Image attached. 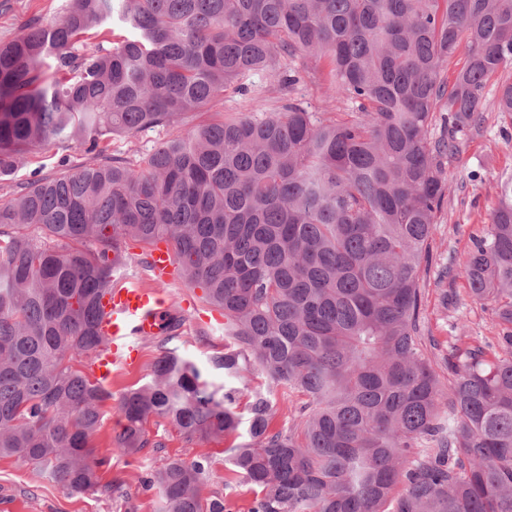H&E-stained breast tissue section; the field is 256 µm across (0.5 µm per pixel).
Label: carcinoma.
<instances>
[{
  "label": "carcinoma",
  "instance_id": "cac0c4a2",
  "mask_svg": "<svg viewBox=\"0 0 512 512\" xmlns=\"http://www.w3.org/2000/svg\"><path fill=\"white\" fill-rule=\"evenodd\" d=\"M297 58L326 61L359 115L288 104L108 155L229 88L251 92L258 74L286 84ZM511 66L512 0H66L55 23L30 22L0 46V179L56 141L93 161L0 203V458L71 494L119 489L91 446L112 394L76 362L107 345L99 300L128 241H165L181 281L224 311V352L201 367L166 347L181 326L168 314L113 447H165L152 418L188 441L242 430L224 487H258L250 512H512V182L462 268L502 335L448 337L446 387L424 354L419 288L444 160ZM440 109L448 137L432 141ZM498 109L512 113L511 81ZM278 388L304 397L286 429L272 425ZM211 464L173 459L144 485L162 512H224L202 496Z\"/></svg>",
  "mask_w": 512,
  "mask_h": 512
}]
</instances>
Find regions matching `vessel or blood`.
I'll list each match as a JSON object with an SVG mask.
<instances>
[{"mask_svg":"<svg viewBox=\"0 0 512 512\" xmlns=\"http://www.w3.org/2000/svg\"><path fill=\"white\" fill-rule=\"evenodd\" d=\"M147 261L156 279L175 280L176 263L167 243L154 245ZM166 312L164 298L137 282L120 284L105 291L99 300V328L109 344L107 350L91 363L94 376L106 382L112 378L113 367L138 366L140 341L160 334Z\"/></svg>","mask_w":512,"mask_h":512,"instance_id":"obj_1","label":"vessel or blood"}]
</instances>
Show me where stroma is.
<instances>
[{
  "instance_id": "obj_1",
  "label": "stroma",
  "mask_w": 512,
  "mask_h": 512,
  "mask_svg": "<svg viewBox=\"0 0 512 512\" xmlns=\"http://www.w3.org/2000/svg\"><path fill=\"white\" fill-rule=\"evenodd\" d=\"M65 0H0V45L18 37L32 19L49 23L62 17ZM293 84L282 88L272 79L259 76L257 92L243 96L226 91L214 106L217 112H269L284 101L299 104L306 111L326 118L346 117L356 109L347 98L336 95L326 79L325 62L295 60L291 65ZM512 78V68L499 71L484 90L483 121L466 130L461 153L448 158L447 189L434 226L430 257L422 266L421 324L424 335L433 337L437 347L431 354L432 367L440 380L447 382L444 359L448 339L465 337L473 345L495 343L501 327L493 307L476 301L460 269L473 248L474 238L487 233L490 213L496 207L501 188L512 179V114L498 111L497 89ZM91 157L71 143H51L26 155L11 179L0 180V201L9 200L15 185L40 176L90 163ZM147 287L158 288L170 309L182 319L176 345L180 352L198 364L224 349V327L211 321L209 305L201 289L184 284H159L151 273H139ZM138 367L119 370L108 389L112 394L103 407L100 431L94 437L99 455L109 456L111 464L103 468L102 477L120 485L118 492L105 497L97 494H71L42 480L31 467L10 457L0 458V512H161L162 497L158 489H146L141 479L165 465L168 459L192 460L201 454L211 455L212 469L208 492L220 493L226 512H249L258 493L256 486L240 480L224 484V451L235 445V438L218 441L187 442L166 421L150 420L151 438L163 440V449L145 448L138 453L121 455L113 452L111 442L120 430L119 399L128 388L148 381L151 368L162 350L154 339L140 344Z\"/></svg>"
}]
</instances>
